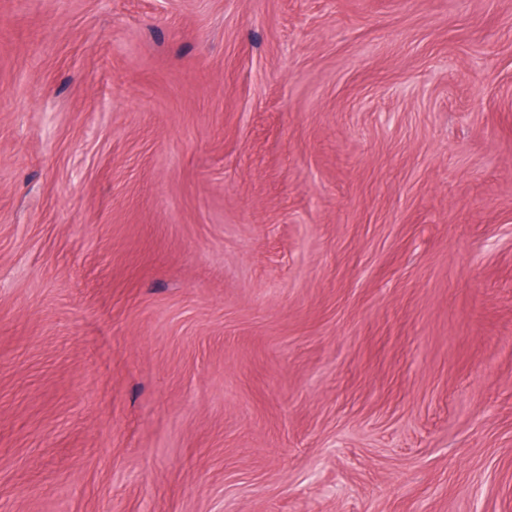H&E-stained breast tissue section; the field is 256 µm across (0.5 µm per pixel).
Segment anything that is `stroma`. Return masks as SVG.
I'll return each mask as SVG.
<instances>
[{
  "instance_id": "obj_1",
  "label": "stroma",
  "mask_w": 512,
  "mask_h": 512,
  "mask_svg": "<svg viewBox=\"0 0 512 512\" xmlns=\"http://www.w3.org/2000/svg\"><path fill=\"white\" fill-rule=\"evenodd\" d=\"M0 512H512V0H0Z\"/></svg>"
}]
</instances>
